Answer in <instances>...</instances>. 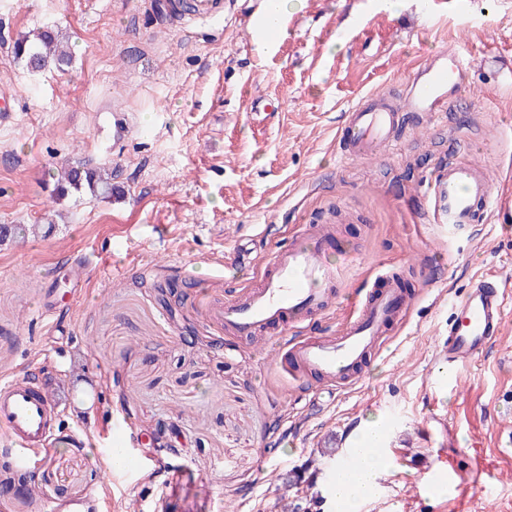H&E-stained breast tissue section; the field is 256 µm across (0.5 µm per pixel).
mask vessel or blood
Instances as JSON below:
<instances>
[{"instance_id":"b4317fda","label":"vessel or blood","mask_w":512,"mask_h":512,"mask_svg":"<svg viewBox=\"0 0 512 512\" xmlns=\"http://www.w3.org/2000/svg\"><path fill=\"white\" fill-rule=\"evenodd\" d=\"M468 62L456 49L420 67L404 96V109L356 104L339 141L349 159L376 154L396 143L404 112H444L467 86ZM430 210L435 223L457 234L470 233L481 215L512 225V192L493 191L487 172L465 160L449 162L435 177ZM331 231L307 226L301 238L281 247L260 284L212 308V320L224 330L250 339L279 335L329 311L336 303V269L328 260L334 247ZM408 296L392 273L378 271L365 298L349 321L334 332L283 344L275 356L291 377L319 376L328 385L356 383L379 341L403 315ZM512 287L496 271L476 276L459 295L448 321V337L440 350L448 379L457 382L459 367L477 357L500 333ZM59 427L58 406L45 384L27 376L0 383V448L17 464L29 453L48 447Z\"/></svg>"}]
</instances>
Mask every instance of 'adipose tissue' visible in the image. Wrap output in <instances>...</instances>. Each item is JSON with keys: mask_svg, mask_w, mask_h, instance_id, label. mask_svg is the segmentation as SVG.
Instances as JSON below:
<instances>
[{"mask_svg": "<svg viewBox=\"0 0 512 512\" xmlns=\"http://www.w3.org/2000/svg\"><path fill=\"white\" fill-rule=\"evenodd\" d=\"M383 435V422L375 420L367 423L361 436L352 442L357 460L351 469L338 472L333 482L336 500L345 512H360L362 502L373 496L378 487L387 460L375 444L382 441Z\"/></svg>", "mask_w": 512, "mask_h": 512, "instance_id": "ef3b65f1", "label": "adipose tissue"}]
</instances>
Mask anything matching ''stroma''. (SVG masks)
Instances as JSON below:
<instances>
[{
    "label": "stroma",
    "instance_id": "obj_1",
    "mask_svg": "<svg viewBox=\"0 0 512 512\" xmlns=\"http://www.w3.org/2000/svg\"><path fill=\"white\" fill-rule=\"evenodd\" d=\"M262 5L203 20L155 0H0V225L53 227L0 243V377L46 380L62 435L85 421L91 438L24 469L0 453V512L91 494L103 512H338L330 478L375 417L391 467L361 512H512V313L457 384L438 376L449 303L478 272L512 283V232L487 220L477 237L453 233L425 199L451 160L512 175V0L394 13L300 0L266 46ZM42 27L68 41V71L15 58L14 40ZM451 47L470 63L457 107L382 155L343 159L351 108L401 101ZM86 162L112 164L120 195L54 199L52 171ZM309 224L338 228V296L298 335L343 325L377 270L409 289L363 378L336 390L277 370L279 340L249 344L206 315ZM241 251L253 265L225 267ZM99 408L125 418L95 430ZM113 437L135 476L112 466ZM451 464L477 482L429 498V472Z\"/></svg>",
    "mask_w": 512,
    "mask_h": 512
}]
</instances>
